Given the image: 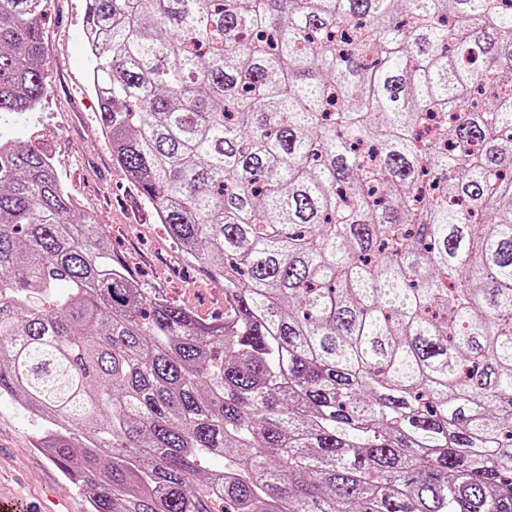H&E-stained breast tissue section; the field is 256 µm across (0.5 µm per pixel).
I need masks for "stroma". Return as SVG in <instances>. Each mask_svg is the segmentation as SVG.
Wrapping results in <instances>:
<instances>
[{
    "label": "stroma",
    "mask_w": 512,
    "mask_h": 512,
    "mask_svg": "<svg viewBox=\"0 0 512 512\" xmlns=\"http://www.w3.org/2000/svg\"><path fill=\"white\" fill-rule=\"evenodd\" d=\"M86 0H43L40 28L46 93L25 119L0 128L46 151L61 184L112 239L119 259L146 296L165 297L200 318L224 312V287L186 262L154 212L112 160L89 83L84 40ZM37 425L12 399H0V489L40 501L44 492L87 512L81 491L35 446Z\"/></svg>",
    "instance_id": "1"
}]
</instances>
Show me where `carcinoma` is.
I'll return each instance as SVG.
<instances>
[{"mask_svg":"<svg viewBox=\"0 0 512 512\" xmlns=\"http://www.w3.org/2000/svg\"><path fill=\"white\" fill-rule=\"evenodd\" d=\"M41 5L0 0V115L43 97ZM84 33L113 160L224 283L212 321L146 298L0 133V397L89 512H512V0H87Z\"/></svg>","mask_w":512,"mask_h":512,"instance_id":"cac0c4a2","label":"carcinoma"}]
</instances>
